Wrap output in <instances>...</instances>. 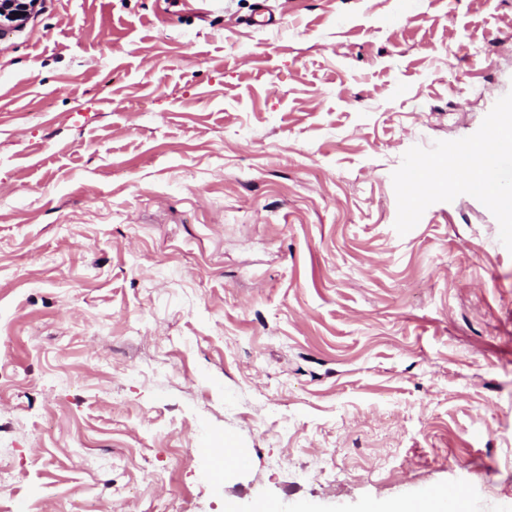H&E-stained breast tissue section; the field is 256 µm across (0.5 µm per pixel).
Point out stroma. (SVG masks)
I'll list each match as a JSON object with an SVG mask.
<instances>
[{
    "label": "stroma",
    "mask_w": 512,
    "mask_h": 512,
    "mask_svg": "<svg viewBox=\"0 0 512 512\" xmlns=\"http://www.w3.org/2000/svg\"><path fill=\"white\" fill-rule=\"evenodd\" d=\"M255 3L0 34V512H512V0ZM505 148L512 149L511 120L501 126L493 137L488 138L482 144L466 147L462 151L457 165L467 171L469 187L483 176L495 156ZM438 496L448 502L450 508L454 507L457 512H467L473 509L472 502L467 494L466 490L462 487H450L448 489H442L437 492H427L421 496L413 498L412 500L423 501L429 496Z\"/></svg>",
    "instance_id": "stroma-1"
}]
</instances>
